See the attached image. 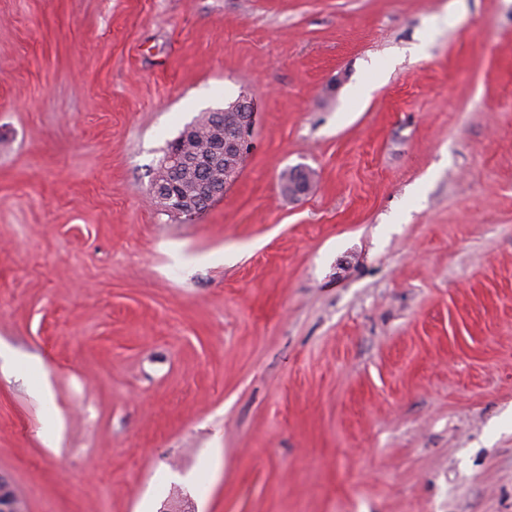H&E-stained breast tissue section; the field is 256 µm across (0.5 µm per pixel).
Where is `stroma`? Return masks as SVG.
I'll return each instance as SVG.
<instances>
[{
	"label": "stroma",
	"instance_id": "35a3bbf8",
	"mask_svg": "<svg viewBox=\"0 0 512 512\" xmlns=\"http://www.w3.org/2000/svg\"><path fill=\"white\" fill-rule=\"evenodd\" d=\"M243 93L235 181L162 210ZM0 475L25 512H512V0H0ZM217 123L210 129L211 140L220 145L214 156L196 155L192 144L197 140L199 125H188L181 132L174 145L168 151L165 159L156 170L153 178V196L156 202L171 213L192 217L200 212L201 201L199 194L206 193V204H211L224 194L226 185L224 179L219 185H202L194 189L175 193L172 191L173 177L190 164H208L214 167L227 168L224 157L231 158L239 166L249 150L250 138L254 129L255 106L247 98H238L225 105L224 108L212 112ZM178 204L172 206L171 202Z\"/></svg>",
	"mask_w": 512,
	"mask_h": 512
}]
</instances>
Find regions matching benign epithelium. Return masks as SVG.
<instances>
[{
    "instance_id": "7a95c632",
    "label": "benign epithelium",
    "mask_w": 512,
    "mask_h": 512,
    "mask_svg": "<svg viewBox=\"0 0 512 512\" xmlns=\"http://www.w3.org/2000/svg\"><path fill=\"white\" fill-rule=\"evenodd\" d=\"M213 115L217 123L210 129L211 140L220 145L212 156L199 158L192 144L197 140L198 124H191L181 132L165 159L156 170L153 178V196L156 202L171 213L192 217L200 212V195H207V203H212L224 194L226 182L218 185L196 187L183 192L172 191L173 177L190 164L224 166V159L230 158L235 164L242 163L249 150L250 138L254 129L255 106L246 98H238L216 110ZM294 180L289 185L288 195L299 199L305 196L313 183L308 168L298 166L293 170ZM21 502L11 483L0 476V512H20Z\"/></svg>"
}]
</instances>
